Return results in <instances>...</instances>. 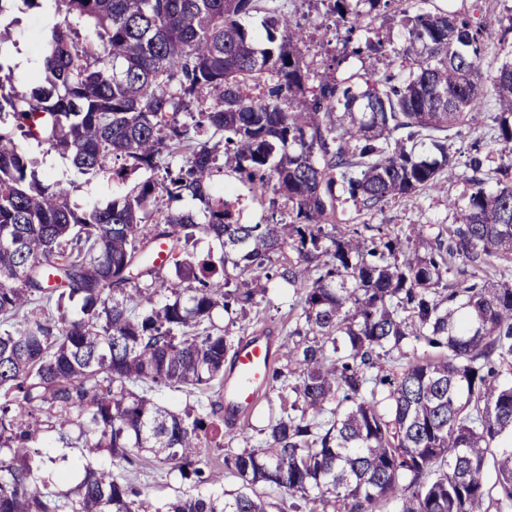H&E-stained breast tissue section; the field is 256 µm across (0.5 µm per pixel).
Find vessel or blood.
I'll list each match as a JSON object with an SVG mask.
<instances>
[{
  "label": "vessel or blood",
  "mask_w": 512,
  "mask_h": 512,
  "mask_svg": "<svg viewBox=\"0 0 512 512\" xmlns=\"http://www.w3.org/2000/svg\"><path fill=\"white\" fill-rule=\"evenodd\" d=\"M280 352L276 337L254 335L242 338L234 348L224 377V419L240 422L269 385L273 364Z\"/></svg>",
  "instance_id": "b4317fda"
}]
</instances>
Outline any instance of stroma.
Instances as JSON below:
<instances>
[{
  "instance_id": "stroma-1",
  "label": "stroma",
  "mask_w": 512,
  "mask_h": 512,
  "mask_svg": "<svg viewBox=\"0 0 512 512\" xmlns=\"http://www.w3.org/2000/svg\"><path fill=\"white\" fill-rule=\"evenodd\" d=\"M298 11L311 35L307 44V58L318 67L332 63L339 47L330 42L328 35L324 33V6L320 0H306L305 4L299 6ZM10 16L12 23L7 30V38L0 42V66L10 70L16 82L20 83L29 80L30 76L38 77L44 73L42 62L45 34L48 30L45 22L46 9L42 6L31 9L22 0H14ZM24 148L37 161L40 174L48 182L67 188L71 203L81 207L89 203L106 204L112 197L126 194L147 177L143 171L127 174L121 179L108 172L89 177L79 173L66 155L47 150L34 142L25 143ZM445 196L446 194L430 192L390 203L382 212L375 214L371 222L375 225L387 224L402 228L410 224H428L433 230H446L449 220ZM294 301L292 289L274 281L269 283L265 297L251 308L240 325H229L227 317L220 310L216 311L214 320L218 324L229 325L232 336L237 338L261 332L265 328L283 338L288 334L284 317ZM136 483L158 507L180 491L189 488L196 494L209 496L223 494L237 486L236 480L228 476L220 466L214 467L210 481L197 486L182 479L178 473L164 470L137 473Z\"/></svg>"
}]
</instances>
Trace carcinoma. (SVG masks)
Wrapping results in <instances>:
<instances>
[{"instance_id": "carcinoma-1", "label": "carcinoma", "mask_w": 512, "mask_h": 512, "mask_svg": "<svg viewBox=\"0 0 512 512\" xmlns=\"http://www.w3.org/2000/svg\"><path fill=\"white\" fill-rule=\"evenodd\" d=\"M56 2L44 76L26 91L0 76L13 120L0 127V512H271L269 490L288 497L277 512H512V452L495 448L512 434V386L497 382L512 367V13L402 9L408 39L387 51L371 14L403 0H320L361 59L354 82L310 68V34L277 0ZM490 51L502 62L489 91ZM484 112L490 140L469 137L461 163L454 141ZM19 135L83 175L162 176L73 206ZM490 142L493 187L478 176ZM461 164L473 175L447 198L448 236L351 226L442 192ZM221 173L268 205L266 223L235 219ZM185 196L201 214L152 220L158 200ZM198 233L219 252H190ZM159 238L175 277L163 302ZM273 280L297 295L288 394L259 446L224 456L236 489L153 508L115 468L204 483L212 448L252 439L224 431L236 342L213 313L245 317ZM411 340L438 354L404 351ZM166 389L193 403L162 406ZM57 444L81 454L67 489L69 472L44 466Z\"/></svg>"}]
</instances>
